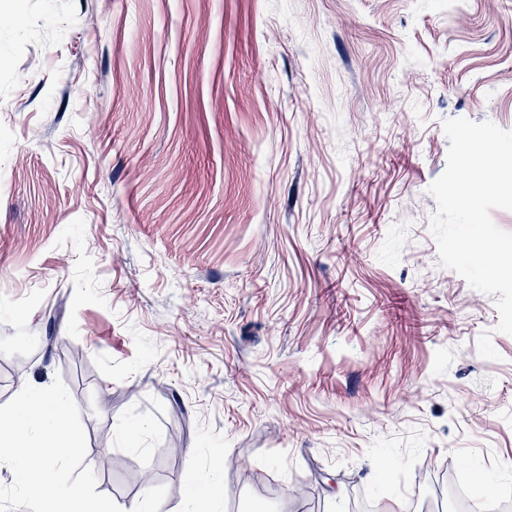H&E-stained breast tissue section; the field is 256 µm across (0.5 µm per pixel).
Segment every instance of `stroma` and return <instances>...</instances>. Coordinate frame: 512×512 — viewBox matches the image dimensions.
<instances>
[{"label": "stroma", "instance_id": "obj_1", "mask_svg": "<svg viewBox=\"0 0 512 512\" xmlns=\"http://www.w3.org/2000/svg\"><path fill=\"white\" fill-rule=\"evenodd\" d=\"M461 117L512 130V0H0V405L61 377L123 512L512 503V335L430 232Z\"/></svg>", "mask_w": 512, "mask_h": 512}]
</instances>
